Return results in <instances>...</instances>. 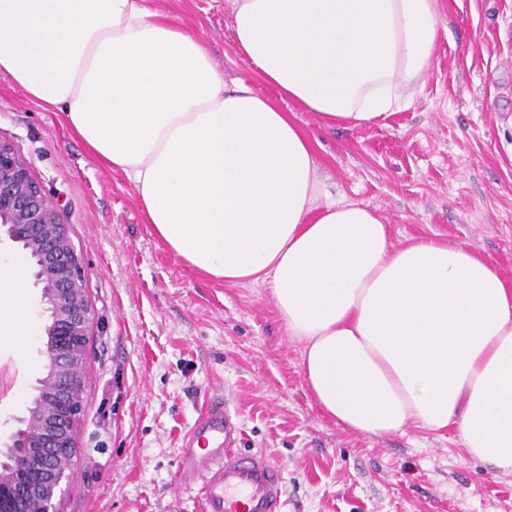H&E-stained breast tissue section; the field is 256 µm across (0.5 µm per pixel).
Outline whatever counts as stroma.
I'll list each match as a JSON object with an SVG mask.
<instances>
[{
    "label": "stroma",
    "instance_id": "stroma-1",
    "mask_svg": "<svg viewBox=\"0 0 512 512\" xmlns=\"http://www.w3.org/2000/svg\"><path fill=\"white\" fill-rule=\"evenodd\" d=\"M199 34L225 79L276 91L236 54L228 0H151ZM447 31L409 106L376 124L326 125L285 100L316 137L333 197L375 209L390 239L474 250L512 282V0H439ZM0 137L58 206L96 318L74 475L59 512H199L178 489L181 440L210 397L239 412V450L283 470L285 512H512V478L485 474L453 430L406 425L371 438L320 411L268 284L227 285L186 265L144 224L132 184L106 171L62 113L0 78ZM32 331L0 338L14 382L0 397V442L43 371L41 292Z\"/></svg>",
    "mask_w": 512,
    "mask_h": 512
}]
</instances>
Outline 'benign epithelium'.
<instances>
[{"label": "benign epithelium", "mask_w": 512, "mask_h": 512, "mask_svg": "<svg viewBox=\"0 0 512 512\" xmlns=\"http://www.w3.org/2000/svg\"><path fill=\"white\" fill-rule=\"evenodd\" d=\"M23 251L41 287L47 338L44 375L28 415L16 419L0 455V512H57L73 477L76 424L84 405L88 336L94 311L84 270L55 203L14 145L0 138V234Z\"/></svg>", "instance_id": "obj_1"}]
</instances>
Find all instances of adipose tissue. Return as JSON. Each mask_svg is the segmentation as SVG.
Listing matches in <instances>:
<instances>
[{
    "label": "adipose tissue",
    "mask_w": 512,
    "mask_h": 512,
    "mask_svg": "<svg viewBox=\"0 0 512 512\" xmlns=\"http://www.w3.org/2000/svg\"><path fill=\"white\" fill-rule=\"evenodd\" d=\"M235 49L277 92L225 81L146 0H0V76L63 113L131 182L190 267L269 283L317 406L369 437L455 427L512 476V284L443 240L394 246L375 210L326 200L314 140L278 99L356 128L409 104L438 0H230ZM29 330L24 264L0 262V323Z\"/></svg>",
    "instance_id": "adipose-tissue-1"
}]
</instances>
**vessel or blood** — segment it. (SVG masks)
Returning <instances> with one entry per match:
<instances>
[{
  "label": "vessel or blood",
  "instance_id": "1",
  "mask_svg": "<svg viewBox=\"0 0 512 512\" xmlns=\"http://www.w3.org/2000/svg\"><path fill=\"white\" fill-rule=\"evenodd\" d=\"M237 413L212 402L185 434L177 482L199 485L203 512H284V473L264 452L238 453Z\"/></svg>",
  "mask_w": 512,
  "mask_h": 512
}]
</instances>
